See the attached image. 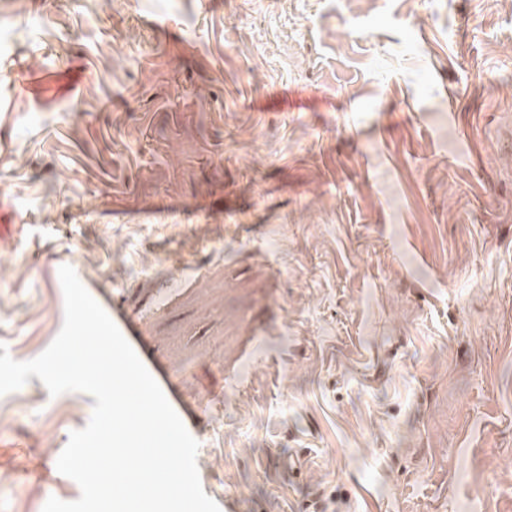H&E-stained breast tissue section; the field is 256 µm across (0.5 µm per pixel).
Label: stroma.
<instances>
[{
	"label": "stroma",
	"instance_id": "obj_1",
	"mask_svg": "<svg viewBox=\"0 0 512 512\" xmlns=\"http://www.w3.org/2000/svg\"><path fill=\"white\" fill-rule=\"evenodd\" d=\"M511 133L512 0H0V343L66 264L232 512H512ZM93 404L0 396V512L79 498Z\"/></svg>",
	"mask_w": 512,
	"mask_h": 512
}]
</instances>
